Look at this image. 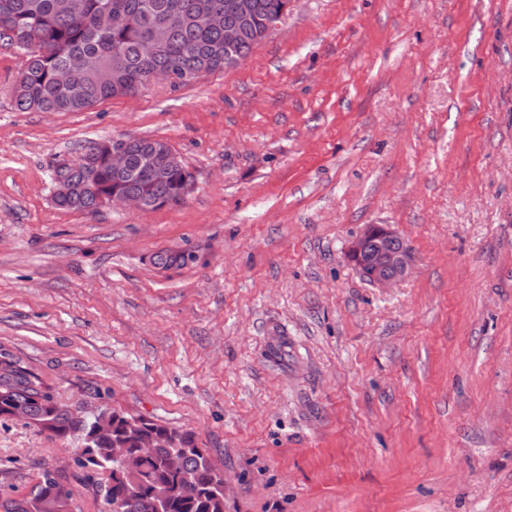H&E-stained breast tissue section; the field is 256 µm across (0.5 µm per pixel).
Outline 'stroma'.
Listing matches in <instances>:
<instances>
[{
  "instance_id": "1",
  "label": "stroma",
  "mask_w": 512,
  "mask_h": 512,
  "mask_svg": "<svg viewBox=\"0 0 512 512\" xmlns=\"http://www.w3.org/2000/svg\"><path fill=\"white\" fill-rule=\"evenodd\" d=\"M0 47V348L58 398L191 431L224 512H512V0H294L239 66L21 112ZM166 140L181 203L96 214L52 167ZM410 254L379 287L366 225ZM184 250L186 266L152 263ZM77 442L0 423V496ZM348 255L359 273L378 286L397 282L408 267L403 241L384 225H368L351 243Z\"/></svg>"
}]
</instances>
